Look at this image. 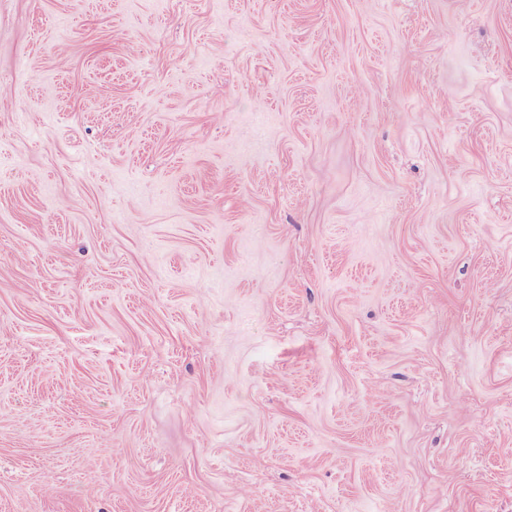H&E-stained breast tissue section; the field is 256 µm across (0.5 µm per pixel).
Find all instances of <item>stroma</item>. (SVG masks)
I'll use <instances>...</instances> for the list:
<instances>
[{
	"instance_id": "1",
	"label": "stroma",
	"mask_w": 512,
	"mask_h": 512,
	"mask_svg": "<svg viewBox=\"0 0 512 512\" xmlns=\"http://www.w3.org/2000/svg\"><path fill=\"white\" fill-rule=\"evenodd\" d=\"M0 512H512V0H0Z\"/></svg>"
}]
</instances>
